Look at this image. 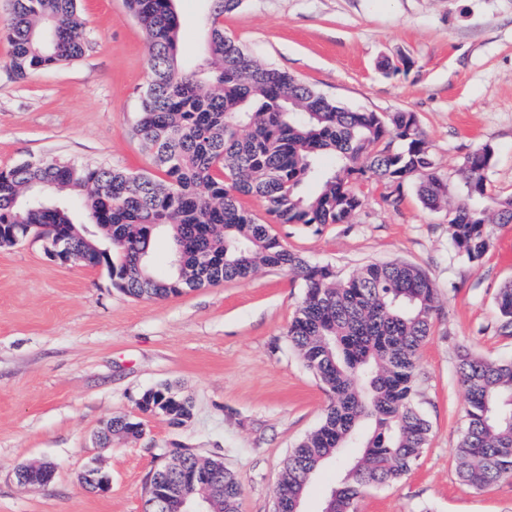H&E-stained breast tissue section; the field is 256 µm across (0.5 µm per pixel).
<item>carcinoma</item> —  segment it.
Listing matches in <instances>:
<instances>
[{
    "instance_id": "1",
    "label": "carcinoma",
    "mask_w": 512,
    "mask_h": 512,
    "mask_svg": "<svg viewBox=\"0 0 512 512\" xmlns=\"http://www.w3.org/2000/svg\"><path fill=\"white\" fill-rule=\"evenodd\" d=\"M211 26L201 62H178L181 25L175 0H126L148 40L150 80L140 96L136 131L155 172L46 159L0 169V243L26 239L29 226L58 225L77 259L100 249L113 286L134 298L166 299L223 281L246 279L264 266L301 278L304 298L286 336L329 396L320 425L288 454L276 502L292 509L311 478L355 443L360 453L331 489L327 512H354L366 487L401 479L421 456L431 426L417 405V356L430 335L436 290L407 263L370 264L338 281L288 247L240 197L260 198L282 224H347L362 207V181L390 189L397 202L414 180L429 209L448 207L451 242L470 262L492 244L488 212L512 224V196L487 198L484 146L460 169L464 196L435 171L431 146L412 112L339 107L291 76L254 60L224 35V14L241 0H210ZM78 0H12L0 36L11 47L18 78L69 64L84 48ZM313 183L312 193L301 187ZM168 246V274L154 271L158 239ZM501 329L512 335V281L498 291ZM457 374L466 390L467 426L455 448L458 477L482 489L512 479V360H491L463 346ZM143 414L170 425L191 422L190 400L161 386L145 390ZM134 434L126 418L99 435ZM204 470L216 483V512H239L240 478L216 459L188 449L179 471L159 467L153 479L173 483Z\"/></svg>"
}]
</instances>
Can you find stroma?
I'll return each instance as SVG.
<instances>
[{
	"instance_id": "1",
	"label": "stroma",
	"mask_w": 512,
	"mask_h": 512,
	"mask_svg": "<svg viewBox=\"0 0 512 512\" xmlns=\"http://www.w3.org/2000/svg\"><path fill=\"white\" fill-rule=\"evenodd\" d=\"M85 52L18 79L0 38V168L36 158L141 171L150 160L135 130L149 79L147 39L125 0H81ZM179 60L193 66L207 41L208 0H177ZM225 34L262 65L287 72L336 105L415 113L435 167L458 183L467 155L488 145L489 196L512 195V0H242ZM406 58L392 75L379 66ZM349 223L281 224L262 201L242 204L288 246L345 280L372 263L404 262L437 289V311L418 354L419 407L428 445L398 483L369 487L357 512H512V481L463 485L454 450L466 425L456 354L467 346L512 359L495 297L512 281V224H492L494 245L476 263L452 247L447 209L419 200L414 181L398 202L361 183ZM302 281L259 268L163 300L134 299L104 268L60 265L41 244L0 247V512H143L152 472L176 449L220 460L244 485L239 512H272L288 453L321 422L328 394L291 348L286 330ZM167 385L194 416L171 426L137 402ZM116 416L141 419L139 437L94 438ZM355 454L347 448L310 481L301 512L323 502ZM25 463L55 469L46 488L18 485ZM111 478L107 493L78 481L88 465Z\"/></svg>"
}]
</instances>
